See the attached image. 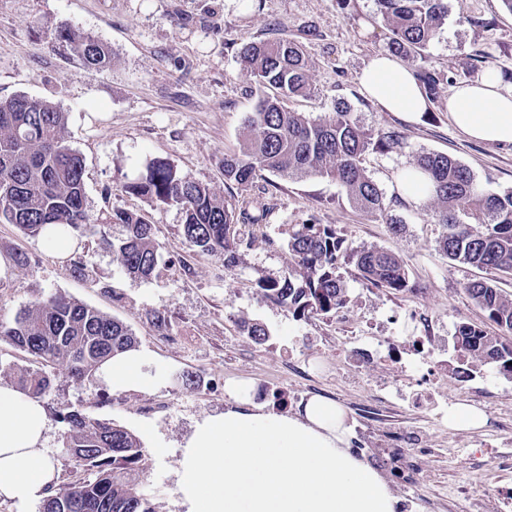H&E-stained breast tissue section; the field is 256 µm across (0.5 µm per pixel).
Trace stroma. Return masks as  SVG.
<instances>
[{
  "mask_svg": "<svg viewBox=\"0 0 512 512\" xmlns=\"http://www.w3.org/2000/svg\"><path fill=\"white\" fill-rule=\"evenodd\" d=\"M447 4V19L423 60L403 62L411 71L422 65L435 71L439 93L424 112L405 119L382 111L358 82L386 42L376 0H0V100L24 93L60 106L68 115L65 137L85 162L91 212L112 206L142 215L164 264L152 280L126 276L103 243L119 237L120 227L95 225L78 250L99 282L94 288L73 276L65 255L0 223V319L61 292L122 321L168 365L166 387L115 394L95 377L73 383L59 366L45 399L53 409L74 408L135 433L147 454L140 488L158 512H186L177 493L180 446L198 421L232 406L228 387L238 380L255 389H287L292 410L314 395L342 404L353 425L352 451L383 475L407 512H497L512 499V379L491 364L463 380L456 375L457 326L485 322L465 291L480 272L448 259L439 247L442 225L395 199L400 171L421 151L462 162L489 191L512 190V146L468 140L448 119L452 87L480 78L487 67L512 88V12L502 0ZM64 26L108 45L111 65L85 70L53 40ZM274 37L301 42L312 62L310 93L284 99L287 110L319 117L344 101L365 127L400 132V146L365 162L391 214L403 222L400 233L355 209L344 188L327 178L265 173L242 186L225 182L224 157L238 149L245 114L266 94L245 74L238 49ZM154 158L257 216L243 230L247 244L234 267L183 241L177 208L124 192V183ZM308 222L335 228L346 256L371 247L395 253L408 288L375 287L345 257L338 264L347 291L342 312L297 317L269 302L260 285L289 266L287 234ZM17 249L28 255L27 265L6 264L3 251ZM157 310L167 313V330L152 324ZM344 313L369 336H413L421 330L414 315L431 320L442 338L434 357L448 373L442 394L450 406L481 410L484 426L442 425L401 400L413 389L410 371L380 358L361 366L339 354ZM247 321L267 327L265 344L244 335ZM187 372L199 378L197 389L182 388Z\"/></svg>",
  "mask_w": 512,
  "mask_h": 512,
  "instance_id": "1",
  "label": "stroma"
}]
</instances>
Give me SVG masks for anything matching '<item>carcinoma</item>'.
<instances>
[{"label":"carcinoma","mask_w":512,"mask_h":512,"mask_svg":"<svg viewBox=\"0 0 512 512\" xmlns=\"http://www.w3.org/2000/svg\"><path fill=\"white\" fill-rule=\"evenodd\" d=\"M376 2L389 31L387 50L405 56H422L448 16L446 0ZM54 40L65 44L87 69L111 63L109 47L90 33L64 27ZM239 57L258 85L270 86L278 95L261 97L247 114V138L239 151L224 155V180L243 185L264 171L288 179L330 178L345 189L357 210L387 215L383 192L364 161L369 153L389 152L399 145L400 133L364 127L341 102L324 119L287 110L282 98L311 90L309 61L294 40L249 42ZM414 76L426 97L435 98L436 74L421 69ZM65 129L66 113L50 101L26 94L0 101V223L13 224L30 237L45 233L77 238L91 223L120 224L124 237L109 243L116 260L128 276L151 278L160 264L152 224L119 208L96 216L89 212L84 159L67 144ZM414 167L432 183L431 218L446 229L439 246L448 259L512 275V190H486L470 168L443 153L423 152L415 156ZM123 189L158 206L177 208L182 214L181 236L190 247L223 258L226 268L236 263L245 243L237 229L239 215L208 185L155 158ZM287 246L293 265L264 283L265 297L296 316L322 315L342 307L346 288L336 274L342 247L336 230L302 224L289 233ZM353 260L362 277L374 285L395 291L408 287L402 260L386 249L363 248ZM465 290L503 335L459 324L455 343L463 361L469 367L493 363L499 374L512 379V343L503 340L512 334V298L503 294L494 277L473 280ZM0 338L36 363L19 372L16 386L38 399L45 398L54 384L43 365H64L68 378L79 384L95 375L110 356L137 344L123 322L62 293L36 299L13 319L1 320ZM59 418L66 424L65 456L87 476L48 487L41 512H157L139 490L146 455L136 434L79 410Z\"/></svg>","instance_id":"1"}]
</instances>
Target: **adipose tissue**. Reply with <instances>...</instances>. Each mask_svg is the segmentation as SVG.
I'll list each match as a JSON object with an SVG mask.
<instances>
[{
  "mask_svg": "<svg viewBox=\"0 0 512 512\" xmlns=\"http://www.w3.org/2000/svg\"><path fill=\"white\" fill-rule=\"evenodd\" d=\"M359 82L382 111L412 118L427 100L409 70L381 51ZM448 118L466 138L512 145V89L495 70L454 87ZM115 392L165 387L169 371L139 346L112 357L97 372ZM236 406L197 422L181 445L177 493L186 512H400L384 477L347 446L345 408L324 396L294 413L247 408L248 388H232ZM46 409L37 398L0 385V497L18 504L42 501L54 479L44 450Z\"/></svg>",
  "mask_w": 512,
  "mask_h": 512,
  "instance_id": "adipose-tissue-1",
  "label": "adipose tissue"
}]
</instances>
